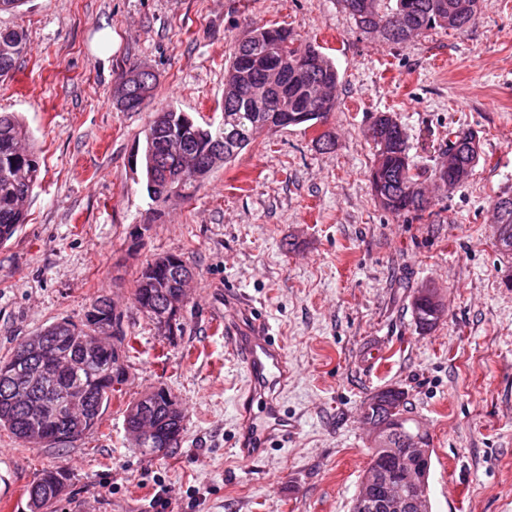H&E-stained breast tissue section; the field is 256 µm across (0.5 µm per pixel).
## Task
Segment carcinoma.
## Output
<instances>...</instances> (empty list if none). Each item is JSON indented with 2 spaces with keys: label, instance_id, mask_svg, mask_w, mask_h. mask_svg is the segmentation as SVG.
Instances as JSON below:
<instances>
[{
  "label": "carcinoma",
  "instance_id": "cac0c4a2",
  "mask_svg": "<svg viewBox=\"0 0 512 512\" xmlns=\"http://www.w3.org/2000/svg\"><path fill=\"white\" fill-rule=\"evenodd\" d=\"M462 0H340L358 27L371 33L387 26L384 38L401 43L415 33L435 29L463 30L475 15L460 8ZM288 55V78L281 94L288 108H268L247 98L245 88L254 77L242 59L267 47ZM27 48L25 34L17 29H0V78L16 69ZM156 76L127 87L125 99L116 102L122 111H137L144 102V91L154 89ZM339 83L332 61L311 43L299 39L280 26L251 27L239 43L224 75V123H200L186 127L181 112L174 107L154 114L144 131V172L147 194L160 195L162 171L176 174L189 168L199 156L207 164L197 177L183 184L182 199L191 198L198 183L213 168L215 160L230 162L235 155L263 134L288 129L286 114L302 111L307 85L331 92ZM238 118L242 140L230 145L225 133L230 120ZM376 152L380 179L370 183L381 206L395 214L424 212L428 201L419 192L420 175L410 167L405 137L395 130L380 136L365 134ZM31 134L13 112H0V246L8 242L26 223L23 201L32 193L40 176L39 158L30 146ZM498 223L512 225V195L495 203ZM192 269L175 254H165L146 262L134 282L133 306L167 339L183 332L182 317L173 302L183 287L182 277ZM416 327L426 331L437 321L431 316V299L418 290L412 302ZM125 336L121 316L112 299L94 297L81 322L69 319L53 322L16 347L11 356L0 360V428H6L31 448H54L72 443L94 431L112 397L127 381ZM395 410L398 427L388 440L372 446L370 471L392 467L386 449L404 445L416 436L412 419L406 416L404 393L389 389L379 403L366 411L378 420ZM155 419L157 432L134 434L141 421ZM185 415L176 398L165 387H157L129 403L125 409L127 431L144 456H168L179 447ZM67 473L61 467L45 469L27 490L29 512H48L66 488Z\"/></svg>",
  "mask_w": 512,
  "mask_h": 512
}]
</instances>
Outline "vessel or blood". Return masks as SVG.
<instances>
[{"mask_svg":"<svg viewBox=\"0 0 512 512\" xmlns=\"http://www.w3.org/2000/svg\"><path fill=\"white\" fill-rule=\"evenodd\" d=\"M224 332L245 369L246 396L238 405L236 450L242 459L251 460L270 442L288 434L290 425L281 411L279 396L291 372L280 344L268 335L262 321H228Z\"/></svg>","mask_w":512,"mask_h":512,"instance_id":"obj_1","label":"vessel or blood"}]
</instances>
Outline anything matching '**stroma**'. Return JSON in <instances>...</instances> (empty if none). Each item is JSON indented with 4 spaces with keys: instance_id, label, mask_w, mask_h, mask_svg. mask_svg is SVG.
<instances>
[{
    "instance_id": "1",
    "label": "stroma",
    "mask_w": 512,
    "mask_h": 512,
    "mask_svg": "<svg viewBox=\"0 0 512 512\" xmlns=\"http://www.w3.org/2000/svg\"><path fill=\"white\" fill-rule=\"evenodd\" d=\"M254 24L288 27L333 60L334 147L316 145L315 128L263 135L191 199L157 209L141 162L153 113L222 122L224 69ZM0 28L28 44L0 81V112L22 116L41 167L25 224L0 246V358L54 321H80L99 294L133 345L96 431L58 449L0 429V512H28L25 489L50 466L69 475L54 512L83 501L153 512L162 484L174 512H350L371 454L363 406L390 387L430 436L433 512H512V258L494 219L512 195V0H481L466 29L398 44L361 32L339 0H26L0 13ZM132 66L157 86L123 112L113 88ZM381 113L404 130L430 217L390 213L373 194L364 131ZM460 131L475 134L479 159L448 189L433 172ZM167 253L195 273L171 340L130 300L142 264ZM425 285L445 307L428 332L412 314ZM238 293L294 373L280 397L294 430L248 462L234 446L246 375L224 334ZM378 345L385 355L369 363ZM158 386L181 402L185 430L177 454L149 459L123 411Z\"/></svg>"
}]
</instances>
